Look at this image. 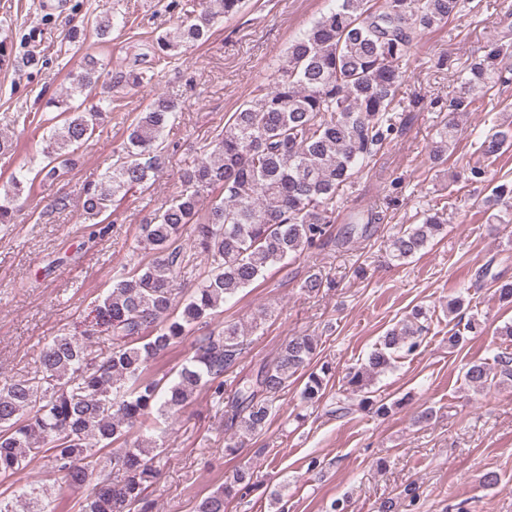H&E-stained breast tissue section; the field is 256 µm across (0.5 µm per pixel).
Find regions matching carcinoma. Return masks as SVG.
Wrapping results in <instances>:
<instances>
[{
	"label": "carcinoma",
	"instance_id": "cac0c4a2",
	"mask_svg": "<svg viewBox=\"0 0 512 512\" xmlns=\"http://www.w3.org/2000/svg\"><path fill=\"white\" fill-rule=\"evenodd\" d=\"M325 13L290 42L284 64L252 96L224 115V127L204 145L200 160L180 176L181 188L141 225L151 250L147 262L116 275L98 301L94 322L80 336L61 332L40 352L41 376L0 384V478L24 471L41 454L45 466L72 489L90 488L81 512H150L146 490L159 474L163 449L154 434L158 419L173 416L191 403L203 387L215 398L224 395V377L232 371L246 344L244 331L229 323L195 338L192 356L166 381L148 376L151 363L195 329L210 323L224 303L286 262L322 246L332 237L331 218L352 176L366 168L396 132L395 99L402 88L403 63L413 35L448 23L465 0H328ZM245 0H214L197 11L184 2L183 16L162 33L146 38L155 65L176 60L208 40L216 22L233 17ZM126 17L114 9L96 20L104 39L123 29ZM508 46L494 43L471 60L461 75L460 96L451 107L463 112L497 83H507ZM101 64L87 57L69 87L47 105L58 110L43 148V161L12 176L0 194V226L16 221L20 204L35 183L59 180L79 147L96 134L112 112V98H96ZM154 68H133L119 77L130 87H145ZM181 103L157 95L132 120L117 159L103 181L85 192L82 223H105L112 202L148 187L166 167L163 132L178 117ZM458 125L444 122L430 146V157L448 159ZM512 142V129H495L478 137L487 160ZM221 196L200 213L204 193ZM494 205L512 212V184L496 187ZM372 214L348 225L353 235L372 236ZM193 227V246L210 260L211 269L185 295L175 282L186 267L180 244L183 230ZM446 230L439 212L426 213L418 224L394 234L392 260L403 263L432 246ZM426 308L415 306L389 328L360 366L350 369L336 392L334 413L357 407L388 412L372 396L374 380L389 371L396 356L415 354L430 330ZM110 332L111 349L94 354L98 328ZM480 328L477 316L457 321L448 347L456 348ZM318 339L291 337L278 355L262 363L251 379L237 384L224 415L244 434L264 431L274 416V399L295 376L304 378L301 402L316 406L325 398L332 366L310 367ZM474 390L512 382V352L501 351L493 363L472 361L463 375ZM137 434L128 444L130 434ZM255 486L253 473L242 468L224 486L203 498L196 512H228L229 502ZM12 498L0 496V512H55L46 486L24 485Z\"/></svg>",
	"mask_w": 512,
	"mask_h": 512
}]
</instances>
